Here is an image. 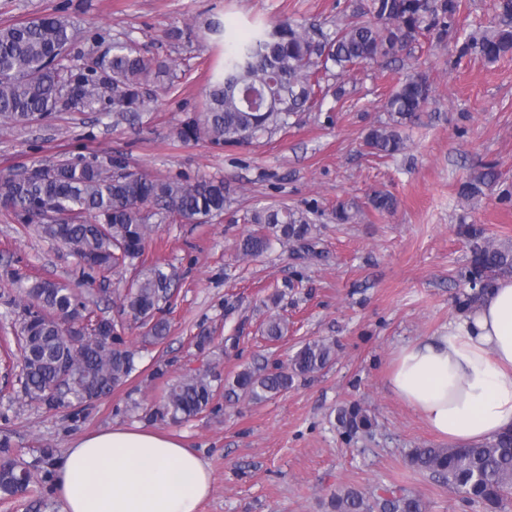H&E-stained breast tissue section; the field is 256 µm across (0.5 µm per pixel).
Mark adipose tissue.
I'll list each match as a JSON object with an SVG mask.
<instances>
[{"mask_svg": "<svg viewBox=\"0 0 512 512\" xmlns=\"http://www.w3.org/2000/svg\"><path fill=\"white\" fill-rule=\"evenodd\" d=\"M388 383L450 444L512 429V277L438 335L400 347ZM211 485L193 450L139 426L76 440L51 479L61 512H197Z\"/></svg>", "mask_w": 512, "mask_h": 512, "instance_id": "obj_1", "label": "adipose tissue"}]
</instances>
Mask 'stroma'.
I'll use <instances>...</instances> for the list:
<instances>
[{
  "mask_svg": "<svg viewBox=\"0 0 512 512\" xmlns=\"http://www.w3.org/2000/svg\"><path fill=\"white\" fill-rule=\"evenodd\" d=\"M358 2L72 0L81 27L99 29L108 40H136L150 56L175 61L178 78L157 81L136 131L113 125L106 112L0 124V172L35 159L108 153L154 178L224 181L231 203L202 223L154 225L144 259L174 267L179 276L165 339L145 343L129 325L123 339L137 352L129 380L90 407L56 410L25 398L17 377L7 376L5 359L17 348L23 286L32 279L77 283V260L37 225L18 223L0 208V440L33 475L26 493L0 499V512H60L50 484L56 457L83 436L135 425L199 453L212 475L199 512H331L335 491L395 486L419 492L427 512H485L408 465L412 449L443 441L393 394L388 372L397 348L437 334L460 314L457 300L470 286L461 276L469 250L458 224H479L491 239L512 240V200L494 191L468 206L456 195L458 183L484 162L497 163L500 189H512V59L459 63L453 42L419 47L396 64L354 71L342 99L327 96L321 111L303 113L287 130L248 146L176 136L200 106L223 46L288 16L329 31L353 21ZM214 17L224 23L219 39L205 28ZM416 72L432 93L405 129V152L369 154L367 129L385 119V98ZM377 189L396 196L393 213L366 209L350 224L332 220L337 200L362 203ZM274 204L313 209V251L277 245L262 257H242L237 246L254 229L251 214ZM126 279L118 269L81 284L96 314L117 317L114 300ZM273 293L280 299L270 310L262 301ZM273 313L288 321L287 336L276 342L261 334ZM201 335L213 339L203 350L196 345ZM317 339L335 341V361L273 399L229 403L219 394L181 424L148 416L166 386L185 375L208 370L230 379L257 361L284 366ZM351 401L375 423L371 433L349 441L335 417Z\"/></svg>",
  "mask_w": 512,
  "mask_h": 512,
  "instance_id": "obj_1",
  "label": "stroma"
}]
</instances>
